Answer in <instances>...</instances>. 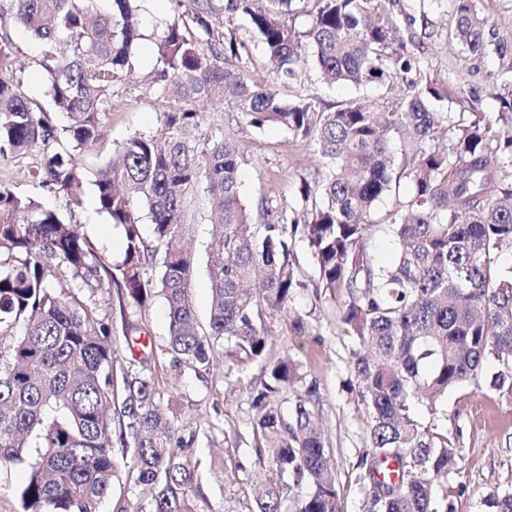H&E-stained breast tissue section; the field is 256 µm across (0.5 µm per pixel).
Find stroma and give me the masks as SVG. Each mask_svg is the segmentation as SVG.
<instances>
[{
	"mask_svg": "<svg viewBox=\"0 0 512 512\" xmlns=\"http://www.w3.org/2000/svg\"><path fill=\"white\" fill-rule=\"evenodd\" d=\"M143 5L146 38L137 50L139 66L135 76L116 88L114 108L105 118V137L96 151L82 157V205L34 185L30 172L41 162L38 152L0 159V183L80 225L114 264L123 257L125 239L121 229L109 224L93 206L96 173L111 158L117 144L135 133L156 129L164 106L146 74L165 22L183 11L179 0H143ZM389 8L398 24V42L420 57L431 73L476 91V104L445 100L437 102L436 111L457 119L474 105L486 112L495 109L492 94L498 82V60L490 52L480 57L462 55L449 42L450 4L426 9L422 0H391ZM12 36L18 48L14 71L25 92L31 93L42 107H49L38 64V44L20 28L14 29ZM301 69L307 94L329 103L359 94L389 103L398 96L397 91L385 85L356 89L339 84L330 89L319 81L311 65L302 64ZM236 133L243 154L240 195L247 206H254L263 196L295 201L301 179H314L321 166L311 146L282 129L256 131L240 126ZM212 233V224L205 221L190 227L194 252L191 295L203 324L209 320L211 305L207 244ZM296 251L302 286L288 308L268 319V347L261 361L240 359L223 345L217 348L207 369L174 367L167 353L168 321L162 299H155L145 312L125 321L116 288H97L90 295L97 315L112 324L114 373L120 375L146 366L155 380L160 405L179 429L185 458L193 472L192 482L182 489L183 512H247L253 506V497L269 467L259 462L246 441L253 416L250 396L266 378L267 365L286 357L300 366L306 382L318 387V418L331 448V464L340 482L344 512H360L363 488L356 480V464L368 446V421L352 372L350 338L340 321L341 301L319 288L304 242H297ZM127 323L132 326L128 332L123 329ZM142 333L152 342L151 352L128 345L129 339ZM439 416L457 450V464L448 476V483L454 488L456 512H490L486 500L491 494L512 491V390L492 388L489 375H481L478 380L449 391Z\"/></svg>",
	"mask_w": 512,
	"mask_h": 512,
	"instance_id": "stroma-1",
	"label": "stroma"
}]
</instances>
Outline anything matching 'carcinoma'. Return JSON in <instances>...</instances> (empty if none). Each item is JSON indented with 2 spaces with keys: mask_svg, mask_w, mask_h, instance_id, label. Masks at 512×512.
<instances>
[{
  "mask_svg": "<svg viewBox=\"0 0 512 512\" xmlns=\"http://www.w3.org/2000/svg\"><path fill=\"white\" fill-rule=\"evenodd\" d=\"M0 0L16 26L40 46L45 95L67 115L60 128L23 90L10 68L16 46L0 26V158L32 149L44 162L34 181L79 203L82 154L104 138L114 87L134 71L143 39V0ZM165 24L147 74L166 103L159 126L117 148L119 163L98 170L95 205L124 231L121 264L98 254L80 226L0 184V467L23 466V512H100L119 462L112 454L107 404L114 388L112 327L78 292L108 282L120 307L145 310L163 299L168 353L178 365L207 368L221 342L245 360H261L265 322L288 307L300 280L291 241L302 235L318 283L347 300L340 318L352 341L353 372L368 415L367 448L357 467L368 481L362 512H448V436L419 419L481 375L512 385V37L494 32L478 0H451L449 38L461 52L499 60L493 112L474 110L448 123L431 104L473 97L427 70L396 44L397 23L385 0H191ZM308 17L305 27L296 25ZM227 17V26L215 24ZM248 18L275 63V83L249 77L232 19ZM311 51L327 85L382 86L397 78L402 97L337 105L303 94L297 64ZM222 89L244 125L279 127L314 146L321 169L302 181L301 202L263 196L250 208L240 198L241 155L231 128H204L199 103ZM409 134L400 172L392 134ZM409 197L380 217L377 202L397 179ZM208 214L221 226L210 250L212 307L200 327L190 298L193 257L189 224ZM152 237L142 233L143 221ZM394 236L397 260L375 267L365 245L375 227ZM299 366L284 358L267 367L254 389V450L274 472L253 512H342L331 448L315 422L316 386L298 388ZM120 410L128 477L153 490L148 512H180L179 494L193 479L174 422L156 399L153 378L124 377ZM492 512H512V491L490 496Z\"/></svg>",
  "mask_w": 512,
  "mask_h": 512,
  "instance_id": "obj_1",
  "label": "carcinoma"
}]
</instances>
